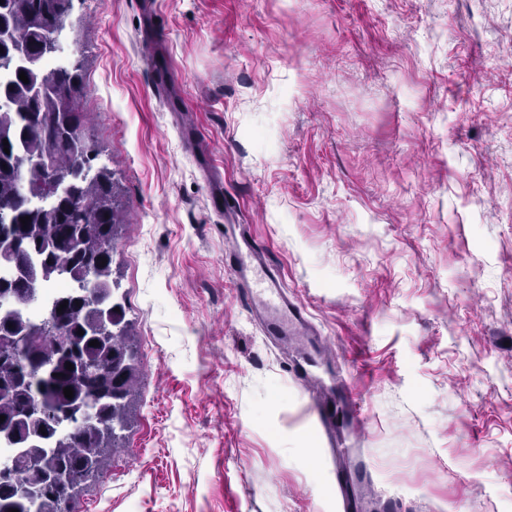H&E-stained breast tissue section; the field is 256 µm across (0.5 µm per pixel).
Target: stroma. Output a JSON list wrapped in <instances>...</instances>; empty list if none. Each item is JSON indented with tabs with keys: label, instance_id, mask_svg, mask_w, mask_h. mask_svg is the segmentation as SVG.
Here are the masks:
<instances>
[{
	"label": "stroma",
	"instance_id": "1",
	"mask_svg": "<svg viewBox=\"0 0 512 512\" xmlns=\"http://www.w3.org/2000/svg\"><path fill=\"white\" fill-rule=\"evenodd\" d=\"M71 21L141 369L77 512H342L306 398L342 382L360 512H512V0H75ZM247 244L303 342L241 304ZM301 345L326 360L305 383Z\"/></svg>",
	"mask_w": 512,
	"mask_h": 512
}]
</instances>
